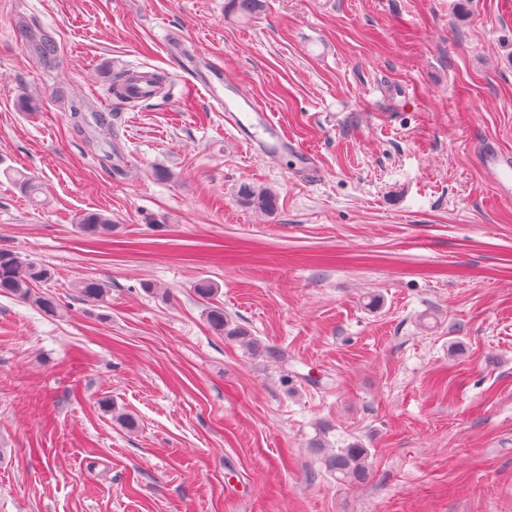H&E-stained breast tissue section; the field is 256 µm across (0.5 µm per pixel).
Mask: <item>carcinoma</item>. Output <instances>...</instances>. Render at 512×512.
<instances>
[{"label": "carcinoma", "instance_id": "obj_1", "mask_svg": "<svg viewBox=\"0 0 512 512\" xmlns=\"http://www.w3.org/2000/svg\"><path fill=\"white\" fill-rule=\"evenodd\" d=\"M232 13L241 19H249L262 11L263 0H230ZM21 40L33 45L43 59L55 56L56 41L50 31L37 21L21 19L16 24ZM240 204L267 214L278 209V195L268 187L242 183L237 190ZM112 219L102 213L89 212L79 220V232L90 241H105L112 235ZM53 279L52 269L44 263L24 258L10 249H0V293L11 295L15 300L37 308L47 316L60 312V303L53 295L40 291ZM78 300L96 305L107 301L109 288L103 281L85 277L72 285ZM196 295L206 303V321L216 333L243 343L248 350L262 351L258 340L246 328L235 324L224 314V303L217 299L218 286L209 280L195 285ZM328 471L342 482L364 480L369 472L368 451L354 442L326 458Z\"/></svg>", "mask_w": 512, "mask_h": 512}]
</instances>
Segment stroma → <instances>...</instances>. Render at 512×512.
Instances as JSON below:
<instances>
[{
  "instance_id": "obj_1",
  "label": "stroma",
  "mask_w": 512,
  "mask_h": 512,
  "mask_svg": "<svg viewBox=\"0 0 512 512\" xmlns=\"http://www.w3.org/2000/svg\"><path fill=\"white\" fill-rule=\"evenodd\" d=\"M125 67L170 83L122 104ZM216 68L315 171L225 128ZM485 143L512 153V0H266L248 23L229 0H0V249L52 267L62 306L0 294V512H512V197ZM86 276L105 304L75 299ZM203 279L264 353L211 330ZM353 442L369 474L337 482L324 457ZM16 31L21 41L31 43L41 58H54L56 41L52 33L43 28L37 21L27 22L21 19L16 24ZM481 165L499 196L512 195V156L497 148L483 149ZM240 204L267 214H273L278 209V195L268 187L242 183L237 190ZM79 232L90 241H107L112 235V219L102 213L89 212L77 224Z\"/></svg>"
}]
</instances>
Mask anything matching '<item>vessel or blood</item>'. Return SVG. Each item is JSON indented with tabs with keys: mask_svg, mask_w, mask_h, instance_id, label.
<instances>
[{
	"mask_svg": "<svg viewBox=\"0 0 512 512\" xmlns=\"http://www.w3.org/2000/svg\"><path fill=\"white\" fill-rule=\"evenodd\" d=\"M203 85L211 99L223 107L226 125L244 133L252 144L264 149L285 151L300 162L313 163V156L281 132L262 103L238 93L230 97L223 96L209 79L204 80ZM481 165L496 193L511 196L512 156L495 148L487 149L483 152Z\"/></svg>",
	"mask_w": 512,
	"mask_h": 512,
	"instance_id": "obj_1",
	"label": "vessel or blood"
}]
</instances>
